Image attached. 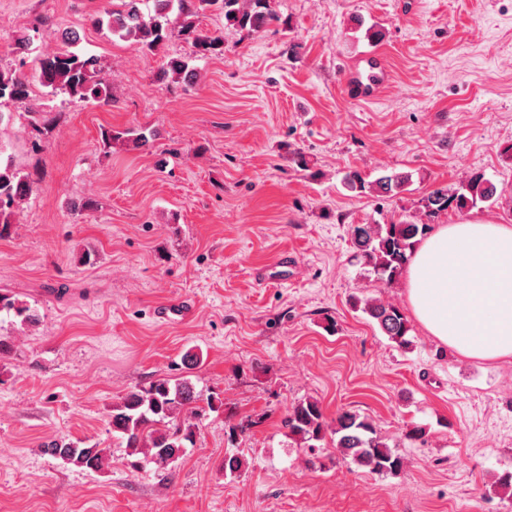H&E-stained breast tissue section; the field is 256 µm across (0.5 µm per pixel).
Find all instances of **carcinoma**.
I'll return each mask as SVG.
<instances>
[{"label":"carcinoma","instance_id":"1","mask_svg":"<svg viewBox=\"0 0 512 512\" xmlns=\"http://www.w3.org/2000/svg\"><path fill=\"white\" fill-rule=\"evenodd\" d=\"M153 10L141 9L144 0H112V8L95 18L99 28L129 41L141 51L152 53L168 39L171 15L180 20L183 35L191 45V54L204 58L224 51L220 35H209L196 30V19L213 6L224 12L227 22L242 29L260 32L277 20L272 0H152ZM31 38L29 34L17 38L13 52L20 57V65H29V72L20 69L0 68V101L27 102L33 83H38L53 93L66 94L72 99L89 103H109L113 99L112 85L96 78L97 59L74 52L49 53L27 60ZM169 71L185 81L195 72L188 61L173 58L168 62ZM31 133L34 146L44 131L56 120L50 112L30 111ZM153 133L125 129L102 132L106 149L122 142L135 147L149 145ZM412 183L409 173H392L368 181L354 172L347 176L348 188L358 196L398 195ZM30 176L9 161L0 160V238L9 234L14 209L32 190ZM496 186L479 172L471 174L459 184L438 188L421 199L422 215L427 219L452 210L468 212L480 204L495 200ZM432 225L413 218L390 224H354L351 236L358 258L367 268L373 282L390 287L399 282L412 255ZM362 310L374 319L379 329L401 349L412 345L409 339L411 326L402 309L379 296L356 299ZM14 313L24 325L37 322L35 311L23 301L0 295V312ZM218 399L202 398L187 380L160 378L144 387L134 388L112 405L109 423L112 434L129 449L130 467L140 464L138 455L148 458L157 469L164 470L179 458L186 443L194 442L197 426L191 422L206 410L216 408ZM288 436L300 447L314 449L316 443L330 439L336 451L360 469L380 476H396L405 466V457L399 452L401 444L389 443L374 422L356 411L342 410L332 420H327L322 406L316 399H304L292 404L284 420ZM43 452L83 470L97 472L108 464L109 452L98 444L80 446L75 443L51 442Z\"/></svg>","mask_w":512,"mask_h":512}]
</instances>
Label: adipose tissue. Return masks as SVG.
<instances>
[{"label":"adipose tissue","instance_id":"1","mask_svg":"<svg viewBox=\"0 0 512 512\" xmlns=\"http://www.w3.org/2000/svg\"><path fill=\"white\" fill-rule=\"evenodd\" d=\"M404 280L429 336L465 360L512 363V224L437 225Z\"/></svg>","mask_w":512,"mask_h":512}]
</instances>
